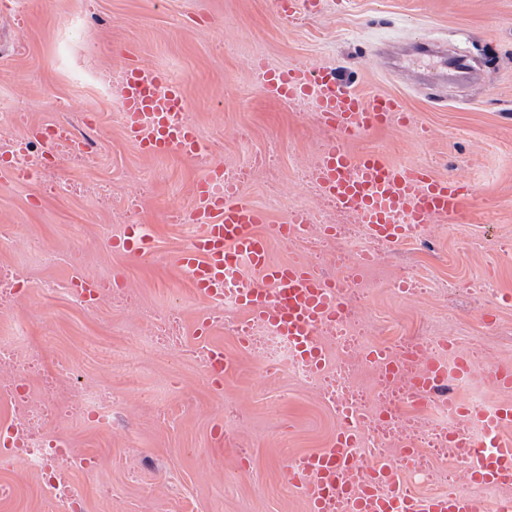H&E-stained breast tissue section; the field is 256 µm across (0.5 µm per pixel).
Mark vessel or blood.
<instances>
[{
    "label": "vessel or blood",
    "mask_w": 512,
    "mask_h": 512,
    "mask_svg": "<svg viewBox=\"0 0 512 512\" xmlns=\"http://www.w3.org/2000/svg\"><path fill=\"white\" fill-rule=\"evenodd\" d=\"M262 77L269 98L291 104L311 100L318 122L332 133L314 173L316 187L338 209L353 213L378 244L395 249L408 241L410 230L462 211L468 196L464 184L424 167H400L381 154L351 149V142L392 122H412L399 97H362L344 88L336 70L329 68L266 71ZM186 99L184 87L163 72L126 62L121 90L125 136L147 156H198L201 142L182 118ZM190 217L199 231L178 253L176 264L194 292L207 301L221 299L226 276L253 271L258 283L239 288L237 308L250 323L274 330L302 364L321 374L327 353L319 335L324 327L342 321L347 297L334 278L305 259L285 264L269 259L270 237L304 235L309 228L306 213L273 225L271 235L260 233L264 212L244 201L238 189L225 186L217 166L199 182ZM113 245L134 257L153 254L151 241L131 232L114 239ZM471 370L465 360L452 368L429 360L412 379L413 395L418 403H426L448 380L463 381ZM448 406L482 432L467 468L468 488L420 494L388 457L359 472L351 450L358 447L361 431L345 414L327 448L289 465L288 481L306 495L311 512H481L470 486L512 485V405L483 411L452 399Z\"/></svg>",
    "instance_id": "1"
}]
</instances>
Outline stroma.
<instances>
[{"label": "stroma", "instance_id": "obj_1", "mask_svg": "<svg viewBox=\"0 0 512 512\" xmlns=\"http://www.w3.org/2000/svg\"><path fill=\"white\" fill-rule=\"evenodd\" d=\"M128 56L184 86L202 157H148L126 139L105 82ZM260 61L333 68L363 95L400 97L412 123L354 150L471 192L460 218L379 250L364 271L367 298L350 313L365 344L349 356L353 383L374 392L366 349L408 341L450 363L478 360L452 386L463 403L512 402V389L490 380L512 365V0H323L299 20L279 0H0V142L30 141L46 124L76 140L60 144L40 179L19 170L0 181V272L21 275L0 307V345L14 354L0 360V424L25 406L47 410L44 436L88 460L64 471L82 512H310L285 469L335 436L333 407L318 382L266 370L240 344V310L197 338L198 317L221 305L199 299L173 262L197 231L185 218L195 185L216 164L244 168L242 197L271 223L312 215L309 236L272 238L274 261L310 257L316 245L322 271L339 279L337 253L352 265L370 244L361 229L322 234L345 222L311 181L328 134L310 105L264 94ZM128 224L149 228L153 261L113 250ZM77 273L99 284L95 305L74 298ZM413 279L421 290L403 292ZM165 318L177 322L178 345L155 338ZM213 345L230 362L219 380L200 358ZM30 357L43 373L21 371ZM0 512H62L42 475L1 447Z\"/></svg>", "mask_w": 512, "mask_h": 512}]
</instances>
